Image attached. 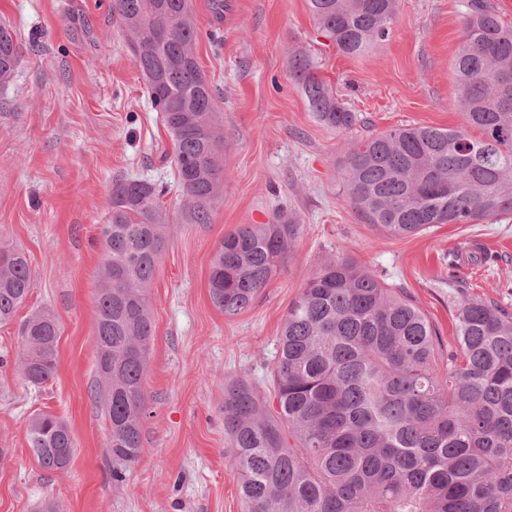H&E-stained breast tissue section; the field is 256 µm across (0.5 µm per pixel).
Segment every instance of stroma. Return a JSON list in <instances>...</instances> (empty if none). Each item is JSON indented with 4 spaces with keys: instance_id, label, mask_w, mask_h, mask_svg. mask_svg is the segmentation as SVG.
Here are the masks:
<instances>
[{
    "instance_id": "1",
    "label": "stroma",
    "mask_w": 512,
    "mask_h": 512,
    "mask_svg": "<svg viewBox=\"0 0 512 512\" xmlns=\"http://www.w3.org/2000/svg\"><path fill=\"white\" fill-rule=\"evenodd\" d=\"M464 3L398 0L387 38L354 58L321 33L307 0H190L226 156L210 223L190 224L171 139L112 0H0V24L14 29L22 54L0 87V239L22 248L34 272L25 306L0 327V512H30L42 498L59 512H243L224 463V378L249 374L273 397L267 375L288 306L325 256L346 254L407 289L449 342V279L512 310V216L388 237L360 219L341 179L342 159L364 134L460 127L452 60ZM301 53L361 125L339 133L316 120L289 67ZM126 175L166 186L172 226L150 288L144 451L119 483L96 394L94 291L112 182ZM280 216L301 226L284 266L253 306L225 316L208 292L225 233ZM474 252L488 262H470ZM40 308L55 314L61 335L55 377L34 387L15 356L20 321ZM39 411L72 430L66 471L44 469L28 446L27 422Z\"/></svg>"
}]
</instances>
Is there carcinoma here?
<instances>
[{
    "instance_id": "carcinoma-1",
    "label": "carcinoma",
    "mask_w": 512,
    "mask_h": 512,
    "mask_svg": "<svg viewBox=\"0 0 512 512\" xmlns=\"http://www.w3.org/2000/svg\"><path fill=\"white\" fill-rule=\"evenodd\" d=\"M308 2L321 32L352 56L388 36L397 9V0ZM112 14L171 137L185 219L208 224L224 189V136L188 0H112ZM20 58L1 24V83ZM289 64L320 123L338 132L359 123L308 57ZM452 70L461 127L398 126L360 138L342 161L348 202L382 235L512 215V27L492 0H467ZM165 192L140 177L115 180L101 230L94 347L117 481L143 453ZM299 231L288 220L225 234L209 273L214 305L227 317L251 307ZM32 286L26 254L0 239V325ZM458 293L451 346L406 289L348 256L318 263L288 306L269 369L277 409L248 376L224 380V458L245 512H512V312ZM59 336L47 309L22 322L15 363L31 385L54 376ZM27 442L57 472L75 448L68 424L46 412L30 417Z\"/></svg>"
}]
</instances>
